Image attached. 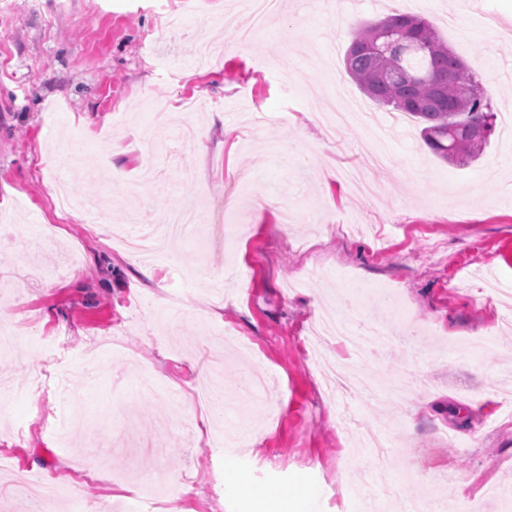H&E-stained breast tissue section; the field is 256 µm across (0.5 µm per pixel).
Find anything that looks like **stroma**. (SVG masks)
I'll list each match as a JSON object with an SVG mask.
<instances>
[{"mask_svg": "<svg viewBox=\"0 0 512 512\" xmlns=\"http://www.w3.org/2000/svg\"><path fill=\"white\" fill-rule=\"evenodd\" d=\"M413 10L483 79L497 114L512 115V0H280L251 41L244 0H0V325L34 348L0 351V467L67 487L56 512H138L137 476L162 469L188 482L180 512L280 510L293 489L316 512H367L375 465L353 454L362 425L401 431L391 512L420 498L512 489V310L482 290L512 294V136L496 129L478 159L437 158L416 119L368 100L345 80L358 24ZM239 51L225 55L224 44ZM207 101L192 121L204 146L172 138L183 97ZM384 132L392 162L370 173L372 208L337 172L356 164L369 129ZM289 152H282V145ZM95 201L98 218L63 212L53 183ZM200 221L179 248L184 298L177 325L129 309L158 277L112 239L124 211L149 223L182 201ZM290 229H283L282 211ZM308 242L297 249L294 240ZM356 294L354 318L412 329L385 345L376 378L405 371L401 404L354 400L356 423L337 420L304 344L328 296ZM54 353L49 396L24 385L37 357ZM176 398L219 388L235 410L226 436L182 428L188 412L154 418L163 401L142 395L140 374ZM271 383L263 401L244 374ZM252 432L250 455L235 448ZM100 476L85 480L87 457Z\"/></svg>", "mask_w": 512, "mask_h": 512, "instance_id": "35a3bbf8", "label": "stroma"}]
</instances>
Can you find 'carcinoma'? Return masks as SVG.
Wrapping results in <instances>:
<instances>
[{"label": "carcinoma", "mask_w": 512, "mask_h": 512, "mask_svg": "<svg viewBox=\"0 0 512 512\" xmlns=\"http://www.w3.org/2000/svg\"><path fill=\"white\" fill-rule=\"evenodd\" d=\"M380 25L402 30L403 38L391 51L376 54L366 46ZM345 69L376 103L420 122L426 145L445 161L468 164L494 133V106L484 86L420 15L360 25Z\"/></svg>", "instance_id": "cac0c4a2"}]
</instances>
